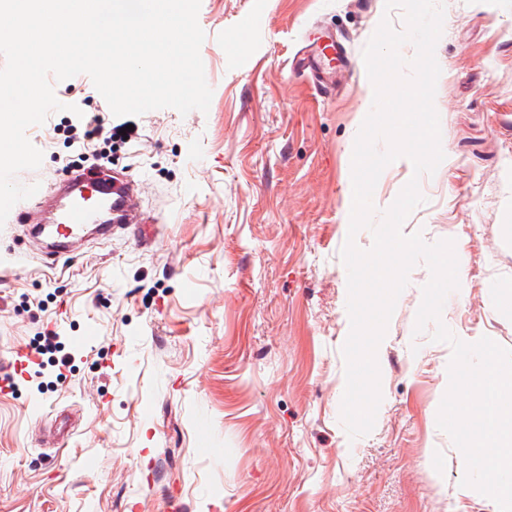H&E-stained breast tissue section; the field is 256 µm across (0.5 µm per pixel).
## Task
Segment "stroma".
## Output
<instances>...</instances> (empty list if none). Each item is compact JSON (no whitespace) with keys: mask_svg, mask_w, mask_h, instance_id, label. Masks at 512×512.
Segmentation results:
<instances>
[{"mask_svg":"<svg viewBox=\"0 0 512 512\" xmlns=\"http://www.w3.org/2000/svg\"><path fill=\"white\" fill-rule=\"evenodd\" d=\"M385 16L403 29L385 0H201L208 112H147L101 150L156 241L92 236L50 269L23 225L0 226V348L27 347L49 320L60 342L0 393V512H492L463 490L437 426L452 349L434 325L413 332L425 264L377 350L373 430L352 440L340 420L341 252L350 238L373 244L369 229L348 233L353 145L373 101L363 51ZM318 32L354 63L329 95L291 67ZM435 57L445 158L402 231L463 246L466 286L442 321L512 349V0H445ZM54 92L64 110L26 131L43 153L30 176L47 188L79 153L72 126L109 109L84 74ZM412 176L409 161L388 165L376 210ZM45 407L75 417L63 448L40 444Z\"/></svg>","mask_w":512,"mask_h":512,"instance_id":"stroma-1","label":"stroma"}]
</instances>
